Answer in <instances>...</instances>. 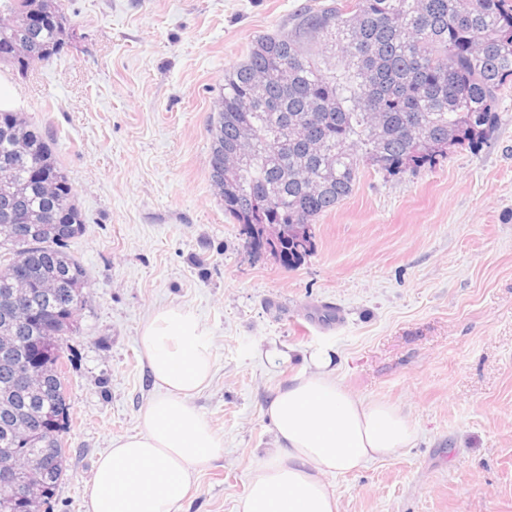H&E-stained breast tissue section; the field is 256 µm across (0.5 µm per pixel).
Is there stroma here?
Instances as JSON below:
<instances>
[{
    "mask_svg": "<svg viewBox=\"0 0 512 512\" xmlns=\"http://www.w3.org/2000/svg\"><path fill=\"white\" fill-rule=\"evenodd\" d=\"M322 2L65 0L60 55L24 77L0 64L85 219L67 246L91 287L65 352L72 425L51 512H85L97 458L137 432L154 394L137 336L167 307L195 311L210 339L193 403L224 441L182 512H233L275 443L269 397L317 347L337 351L343 387L417 429L332 478L338 512H512V85L478 149L395 177L363 169L298 267L251 256L212 186L225 71ZM286 347L292 360H266Z\"/></svg>",
    "mask_w": 512,
    "mask_h": 512,
    "instance_id": "35a3bbf8",
    "label": "stroma"
}]
</instances>
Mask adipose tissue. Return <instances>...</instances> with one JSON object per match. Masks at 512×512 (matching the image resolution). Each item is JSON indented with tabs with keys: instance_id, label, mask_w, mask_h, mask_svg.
Here are the masks:
<instances>
[{
	"instance_id": "adipose-tissue-1",
	"label": "adipose tissue",
	"mask_w": 512,
	"mask_h": 512,
	"mask_svg": "<svg viewBox=\"0 0 512 512\" xmlns=\"http://www.w3.org/2000/svg\"><path fill=\"white\" fill-rule=\"evenodd\" d=\"M157 391L137 433L114 439L85 489L86 512H179L198 468L223 442L192 405L213 374L206 332L186 308L150 318L138 338ZM307 370L280 383L266 413L277 445L251 472L235 512H338L328 476L409 447L414 426L397 406L366 401L336 380L334 350L304 352Z\"/></svg>"
}]
</instances>
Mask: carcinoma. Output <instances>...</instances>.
I'll return each instance as SVG.
<instances>
[{"label": "carcinoma", "mask_w": 512, "mask_h": 512, "mask_svg": "<svg viewBox=\"0 0 512 512\" xmlns=\"http://www.w3.org/2000/svg\"><path fill=\"white\" fill-rule=\"evenodd\" d=\"M61 0H0V62L22 69L47 62L66 44ZM340 58L343 73L330 60ZM512 84V0H329L304 6L289 27L256 37L224 74L211 123L210 177L224 212L249 252L294 268L313 253L312 224L349 196L369 160L389 176L431 167L451 148H476L496 121L500 91ZM250 127L254 158L224 169V155ZM454 138L448 139V130ZM270 201L257 211L254 199ZM0 454L21 448L23 415L41 437L39 494L23 512H48L66 475L70 407L64 344L78 328L88 276L66 251L81 234L82 212L49 139L17 112L0 113ZM284 228L271 242L264 225ZM23 266L31 292L20 310L4 300ZM57 282L43 291L38 284ZM41 357L44 380L30 395L15 383L13 360Z\"/></svg>", "instance_id": "carcinoma-1"}]
</instances>
